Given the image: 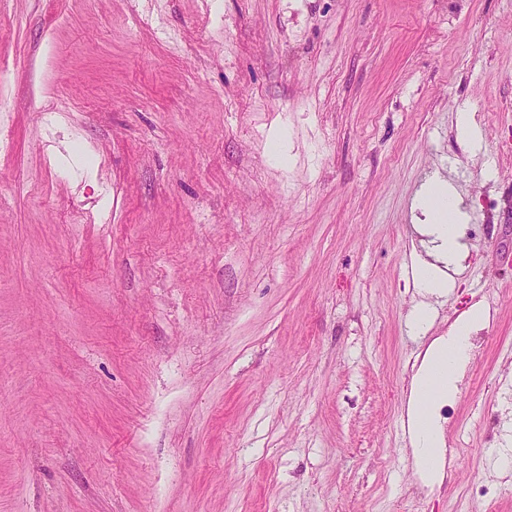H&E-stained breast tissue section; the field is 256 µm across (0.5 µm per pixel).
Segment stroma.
I'll return each mask as SVG.
<instances>
[{"label":"stroma","mask_w":512,"mask_h":512,"mask_svg":"<svg viewBox=\"0 0 512 512\" xmlns=\"http://www.w3.org/2000/svg\"><path fill=\"white\" fill-rule=\"evenodd\" d=\"M0 127V512H512V0H0ZM477 305L429 486L412 375ZM423 213L431 219V211L436 215L434 224H428L429 250L431 261H424L415 273V286L429 297H441L446 293L447 281L440 275L443 269L460 265L465 258L460 242L459 223L466 217L453 188L442 180L427 185L421 192ZM442 202L448 210V224L444 211L435 206Z\"/></svg>","instance_id":"1"}]
</instances>
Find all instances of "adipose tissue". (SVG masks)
I'll return each instance as SVG.
<instances>
[{
    "instance_id": "adipose-tissue-1",
    "label": "adipose tissue",
    "mask_w": 512,
    "mask_h": 512,
    "mask_svg": "<svg viewBox=\"0 0 512 512\" xmlns=\"http://www.w3.org/2000/svg\"><path fill=\"white\" fill-rule=\"evenodd\" d=\"M424 213H434L436 203L448 205L447 216H438L428 227L429 261L415 273V286L429 297L445 294L447 282L443 269L460 265L465 257L459 224L465 214L453 188L442 180L427 185L421 192ZM486 320V312L473 308L455 324L448 337L439 339L427 353L414 378L412 414L413 455L424 477L431 482L443 477V436L435 415L438 406L458 392V373L470 357L471 333Z\"/></svg>"
}]
</instances>
